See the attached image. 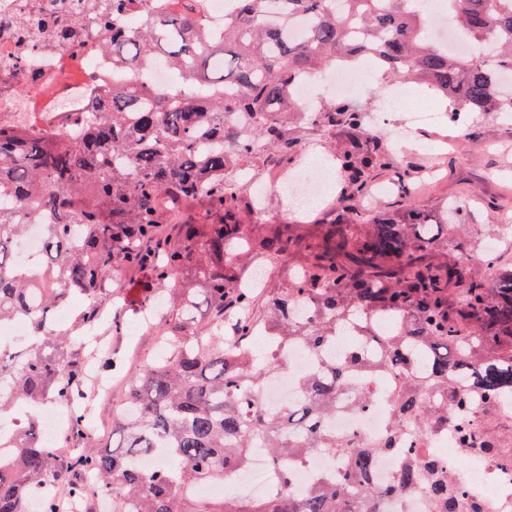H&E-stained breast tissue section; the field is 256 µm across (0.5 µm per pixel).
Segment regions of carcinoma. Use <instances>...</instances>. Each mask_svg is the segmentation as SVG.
I'll return each mask as SVG.
<instances>
[{
	"label": "carcinoma",
	"instance_id": "obj_1",
	"mask_svg": "<svg viewBox=\"0 0 512 512\" xmlns=\"http://www.w3.org/2000/svg\"><path fill=\"white\" fill-rule=\"evenodd\" d=\"M234 2L219 39L201 0H165L132 27L126 18L139 0H107L95 21L108 35L112 69L135 71L161 56L186 82L209 86L208 95L114 82L103 106L67 113L65 140L34 112L20 126L0 123V323L24 317L31 324L25 351L0 347V419L19 406L80 405L82 362L56 314L68 308L73 327L90 328L112 273H146L167 303L161 354L128 378L112 449L75 460L94 475L111 512H380L379 501L393 495H420L427 512H482L419 448L407 449L391 484L370 481L377 456L399 439L348 447L329 429L341 384L332 347L344 315L372 316L383 326L372 368L402 376L389 399L393 424L427 439L452 414L459 447L497 453L502 439H512V419L495 416L498 403L512 399V270L491 259L480 274L459 243L458 257L434 261L435 252L448 255L455 225L413 202L380 216L360 208L373 172L393 161L355 101L314 113L313 125L346 130L351 146L336 156L341 212L308 234L270 224L252 241L236 208L241 188L224 172L268 146L292 148L288 113L306 111L291 95L297 77L368 54L389 76L428 86L452 112L512 113L498 87L499 74L512 72V0H446L456 34L477 45L468 57L434 43L427 14L409 0ZM303 21L309 28L300 41L292 30ZM492 35L498 52L487 59L481 53ZM32 224L46 227L35 274L13 261ZM256 247L282 265L303 259L289 286L268 295L261 320L250 314L255 292L246 284L254 277L238 273ZM202 305L206 329L197 323ZM230 312L242 317L235 335L244 341L263 327L264 354L224 342ZM282 343L320 362L298 379L305 402L272 416L261 391L288 369ZM431 389L438 400L426 399ZM476 409L490 431L469 423ZM259 444L277 473L272 492L199 493L247 468ZM160 452L163 461L142 466ZM314 452L344 456L348 467L332 482L298 490L292 466ZM52 458L31 415L0 437V512H32L35 501L41 512H60L48 490L61 477Z\"/></svg>",
	"mask_w": 512,
	"mask_h": 512
}]
</instances>
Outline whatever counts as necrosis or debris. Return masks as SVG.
<instances>
[{
  "instance_id": "obj_1",
  "label": "necrosis or debris",
  "mask_w": 512,
  "mask_h": 512,
  "mask_svg": "<svg viewBox=\"0 0 512 512\" xmlns=\"http://www.w3.org/2000/svg\"><path fill=\"white\" fill-rule=\"evenodd\" d=\"M62 0H0V122L12 124L31 112L42 113L45 124L64 132V115L87 112L97 100L109 97L113 83L135 82L164 90L182 88L184 81L165 60H155L141 71L113 70L112 54L102 46L101 31L89 24V17L103 0H71L82 19L75 25L77 39L85 47L75 54L54 40L47 27L34 23L33 15H49ZM370 71L339 66L319 79L303 78L292 87L294 98L308 107L322 104L323 92L365 87ZM283 355L288 363L287 377L269 379L261 400L268 411L284 403L297 404L303 394L297 379L314 366L311 355L301 346L289 345ZM348 383L336 392V409L328 425L341 438L376 442L391 427L388 380L371 369H347ZM376 391L368 407H360L361 390ZM431 457L447 464L457 482L473 498L484 502L486 512H512V471L501 469L495 456L468 452L456 446L452 434L440 433L425 441Z\"/></svg>"
}]
</instances>
